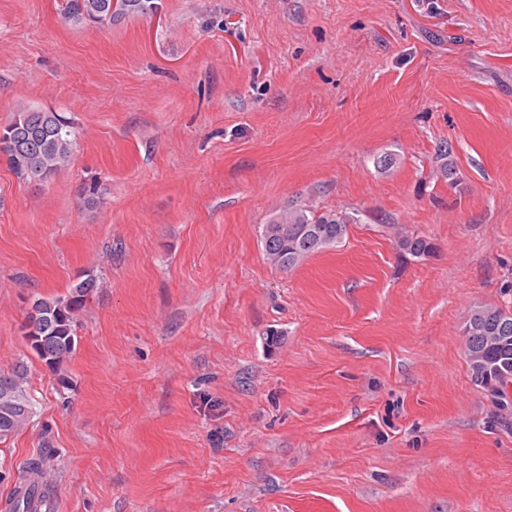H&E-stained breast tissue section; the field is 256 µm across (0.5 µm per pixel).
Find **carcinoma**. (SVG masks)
Returning <instances> with one entry per match:
<instances>
[{
  "label": "carcinoma",
  "instance_id": "1",
  "mask_svg": "<svg viewBox=\"0 0 512 512\" xmlns=\"http://www.w3.org/2000/svg\"><path fill=\"white\" fill-rule=\"evenodd\" d=\"M146 0H63L65 19L75 25L109 26L115 19L142 13ZM12 124L23 143L0 141V155L22 181L42 184L74 157L75 140L71 122L60 114L41 109L18 113ZM439 175L454 185L456 169L453 148L446 144L439 154ZM79 194L89 207L101 204L100 184L91 180L80 186ZM356 219L336 210H321L311 204H290L274 214L263 225L260 241L267 263L279 270H288L314 253L324 252L340 244L348 225ZM401 249L414 257L428 255L433 246L420 235L405 236ZM97 287V276L85 278L69 288L67 294L33 300V313L26 314L24 329L31 353L57 375L59 385L67 383L63 375L65 363L78 344L77 316L87 297ZM466 357L471 376L481 384L479 368L472 356L483 361H506L512 367V312L496 307L479 306L471 312L464 327ZM34 416L33 402L28 391L27 367L18 365L8 372L0 371V443L25 429ZM48 455L29 459L15 475L0 474V484H12L5 500V512H37L34 504H46L47 483L45 466Z\"/></svg>",
  "mask_w": 512,
  "mask_h": 512
}]
</instances>
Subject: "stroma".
<instances>
[{"label": "stroma", "instance_id": "1", "mask_svg": "<svg viewBox=\"0 0 512 512\" xmlns=\"http://www.w3.org/2000/svg\"><path fill=\"white\" fill-rule=\"evenodd\" d=\"M60 3L0 0V126L77 137L41 186L0 157V370L35 403L0 472L51 453V512H512V395L463 333L512 312V0H153L106 27ZM295 201L356 222L282 272L260 233ZM88 271L62 389L21 326Z\"/></svg>", "mask_w": 512, "mask_h": 512}]
</instances>
